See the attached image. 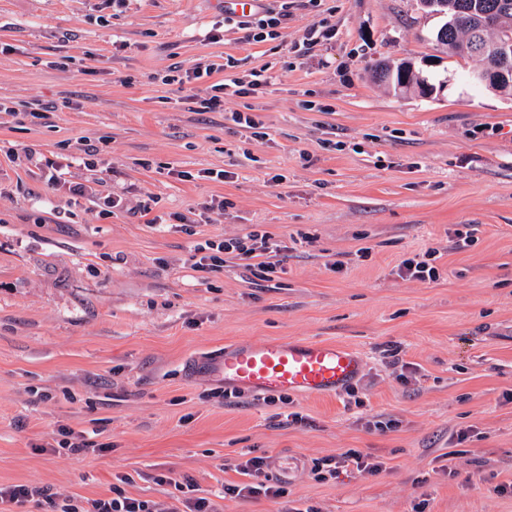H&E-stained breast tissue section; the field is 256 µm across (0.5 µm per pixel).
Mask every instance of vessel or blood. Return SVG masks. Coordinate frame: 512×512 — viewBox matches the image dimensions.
Here are the masks:
<instances>
[{"label": "vessel or blood", "instance_id": "vessel-or-blood-1", "mask_svg": "<svg viewBox=\"0 0 512 512\" xmlns=\"http://www.w3.org/2000/svg\"><path fill=\"white\" fill-rule=\"evenodd\" d=\"M225 381L256 392L287 391L308 398L333 396L354 381L363 361L340 343H249L225 349L211 363Z\"/></svg>", "mask_w": 512, "mask_h": 512}]
</instances>
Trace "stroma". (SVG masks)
<instances>
[{
  "label": "stroma",
  "mask_w": 512,
  "mask_h": 512,
  "mask_svg": "<svg viewBox=\"0 0 512 512\" xmlns=\"http://www.w3.org/2000/svg\"><path fill=\"white\" fill-rule=\"evenodd\" d=\"M263 5L288 17L255 41L223 0H0V486L36 490L21 512H50L45 490L110 497L122 474L167 502L168 473L218 512H512V95L466 80L479 62L437 42L419 0ZM404 60L443 91L371 80ZM207 67L194 88L244 93L187 111L165 78ZM249 110L264 137L227 118ZM256 225L279 278L232 254L189 268L198 243ZM429 250L438 280L398 276ZM290 339L360 353L352 390L229 402L200 368ZM291 412L305 423L280 424ZM62 425L93 451H53ZM349 449L385 470L310 475ZM247 456L287 466L286 497H223Z\"/></svg>",
  "instance_id": "obj_1"
}]
</instances>
